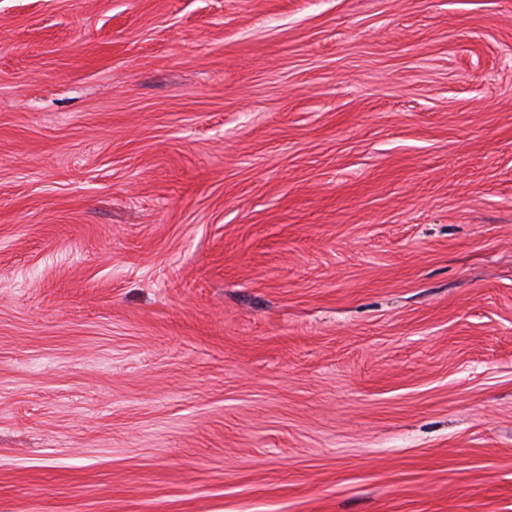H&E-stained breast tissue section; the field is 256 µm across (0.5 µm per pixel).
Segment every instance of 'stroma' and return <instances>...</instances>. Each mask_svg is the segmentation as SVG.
<instances>
[{
    "instance_id": "1",
    "label": "stroma",
    "mask_w": 512,
    "mask_h": 512,
    "mask_svg": "<svg viewBox=\"0 0 512 512\" xmlns=\"http://www.w3.org/2000/svg\"><path fill=\"white\" fill-rule=\"evenodd\" d=\"M0 512H512V0H0Z\"/></svg>"
}]
</instances>
